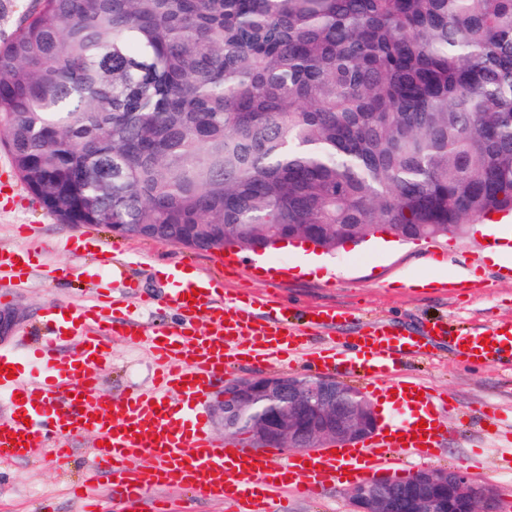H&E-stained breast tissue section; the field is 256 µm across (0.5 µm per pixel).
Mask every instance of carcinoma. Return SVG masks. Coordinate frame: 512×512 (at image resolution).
I'll list each match as a JSON object with an SVG mask.
<instances>
[{"instance_id":"1","label":"carcinoma","mask_w":512,"mask_h":512,"mask_svg":"<svg viewBox=\"0 0 512 512\" xmlns=\"http://www.w3.org/2000/svg\"><path fill=\"white\" fill-rule=\"evenodd\" d=\"M0 142L64 224L326 253L512 212V0H34Z\"/></svg>"}]
</instances>
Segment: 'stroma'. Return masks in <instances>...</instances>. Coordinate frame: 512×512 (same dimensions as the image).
<instances>
[{
    "label": "stroma",
    "instance_id": "obj_1",
    "mask_svg": "<svg viewBox=\"0 0 512 512\" xmlns=\"http://www.w3.org/2000/svg\"><path fill=\"white\" fill-rule=\"evenodd\" d=\"M13 194L16 204L0 210V249L29 251L32 272L13 288L8 303H0V314L11 318L0 334V348L32 344L49 304L92 295L93 284L86 279L90 259L76 246L86 232L111 252L113 263L122 266L145 292L164 287L167 270L186 265L201 273L220 274L228 299L265 298L301 312L329 306L346 311L350 316L346 326L311 336L314 346L348 341L367 317L411 330L425 320L440 319L456 331L512 316V276L485 256L488 243L512 232V220L493 226L487 234L471 227L463 234L397 242L389 248L376 239L349 244L322 255L324 268L317 277L303 278L292 275L291 269L305 256L290 249L257 255L236 247L232 250L236 262L228 266L220 252L127 237L101 226L61 223L22 182H14ZM262 264L276 268L273 279L262 282L254 277V268ZM418 278L430 279V286L413 287ZM401 369L445 394L449 402L440 411L447 430L440 456L429 460V467L462 468L476 481L494 487L498 498L511 495L512 472L504 471L502 464L512 454V441L494 437L483 422L494 408L512 426V366L457 362L448 353L447 341L437 340L431 355L404 358ZM153 381L147 349L115 340L112 362L102 371L101 391L120 396L149 388ZM92 446V436L83 435L76 441L72 460L43 454L0 463V512H76L68 487L82 467L92 463Z\"/></svg>",
    "mask_w": 512,
    "mask_h": 512
}]
</instances>
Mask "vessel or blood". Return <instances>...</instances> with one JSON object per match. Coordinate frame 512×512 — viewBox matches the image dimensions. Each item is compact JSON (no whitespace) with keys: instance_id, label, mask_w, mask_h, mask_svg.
<instances>
[{"instance_id":"obj_1","label":"vessel or blood","mask_w":512,"mask_h":512,"mask_svg":"<svg viewBox=\"0 0 512 512\" xmlns=\"http://www.w3.org/2000/svg\"><path fill=\"white\" fill-rule=\"evenodd\" d=\"M27 253L0 250V279L21 282ZM160 295L142 298L150 311L165 308L174 323L157 325L130 313L115 317L118 301L103 289L95 304L70 302L47 308L40 345L33 350L0 349V395L11 398V413L0 420V461H21L50 448L62 460L75 455L74 439L94 435V462L74 495L80 512H103L98 493L110 485L113 512H172L161 492L170 487L197 498L228 502L235 512H279L280 490L315 496L382 471L406 472L413 458H431L439 445L437 416L445 395L423 391L416 381L397 379L405 355H422L432 338H447L464 363L495 366L512 359V318L449 335L442 323H426L417 333L383 321L360 326L350 357L335 347L309 348L310 331L331 329L341 309L319 307L298 314L281 304L256 314L241 299H222L223 284L213 277L186 280L179 268L167 274ZM77 336L71 356L56 352L64 334ZM126 338L151 353V388L121 397L101 392L100 372L112 359V343ZM303 355L328 372L344 367L360 374H394L381 389L383 421L368 441L322 447L300 455L240 441H221L209 430L205 411L214 380L249 358L258 362ZM13 366L14 378L3 374Z\"/></svg>"}]
</instances>
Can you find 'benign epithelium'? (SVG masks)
Wrapping results in <instances>:
<instances>
[{
    "instance_id": "7a95c632",
    "label": "benign epithelium",
    "mask_w": 512,
    "mask_h": 512,
    "mask_svg": "<svg viewBox=\"0 0 512 512\" xmlns=\"http://www.w3.org/2000/svg\"><path fill=\"white\" fill-rule=\"evenodd\" d=\"M224 432L264 398L288 403L260 422L255 443L264 448L303 452L321 443L356 442L369 438L379 421L370 400L334 379L303 380L286 374L232 379L224 384ZM354 512H492L493 487L476 483L460 469H421L409 481L371 478L348 491Z\"/></svg>"
}]
</instances>
